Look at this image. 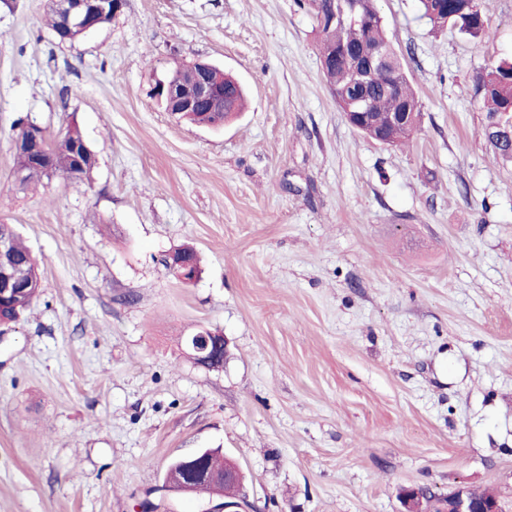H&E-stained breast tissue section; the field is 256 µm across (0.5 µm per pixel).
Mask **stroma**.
Masks as SVG:
<instances>
[{"label": "stroma", "mask_w": 512, "mask_h": 512, "mask_svg": "<svg viewBox=\"0 0 512 512\" xmlns=\"http://www.w3.org/2000/svg\"><path fill=\"white\" fill-rule=\"evenodd\" d=\"M377 6L420 105L401 147L346 121L297 0H125L63 44L50 0H0V224L41 270L0 326V512H207L163 481L201 448L240 468L247 512L512 500V164L476 92L512 60V0H480L478 38ZM199 60L246 89L219 129L153 94ZM21 120L77 124L91 178L19 190ZM185 244L191 283L162 264ZM203 327L223 368L189 356ZM399 497L405 507V511L402 512H428L427 509H423V501L429 502L433 495L431 492L423 487L418 488H403ZM488 496L499 499V496L491 490L485 489ZM502 511L498 503L489 500L479 494L475 489L467 486H460L450 494L448 512H503L505 505L500 501Z\"/></svg>", "instance_id": "obj_1"}]
</instances>
